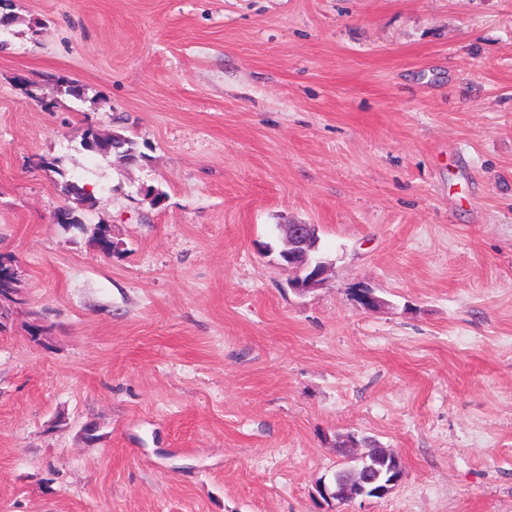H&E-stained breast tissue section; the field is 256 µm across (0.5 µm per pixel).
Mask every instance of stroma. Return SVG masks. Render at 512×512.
<instances>
[{
  "label": "stroma",
  "mask_w": 512,
  "mask_h": 512,
  "mask_svg": "<svg viewBox=\"0 0 512 512\" xmlns=\"http://www.w3.org/2000/svg\"><path fill=\"white\" fill-rule=\"evenodd\" d=\"M12 11L0 512H512V0ZM285 224L330 263L304 296ZM350 432L401 457L391 494L320 496ZM80 145L83 149L100 154L116 155L126 163H135L143 157L134 139L114 131L111 136L102 137L95 131L84 130ZM68 193L73 197L72 204L68 205L67 208L58 210L63 216L59 219L56 217V220L59 224L82 227L80 213L92 209L96 204V199L93 195L87 193L84 187L74 183L69 184ZM4 255L1 254L0 258V301L12 297V288H15L19 269L13 257Z\"/></svg>",
  "instance_id": "obj_1"
}]
</instances>
